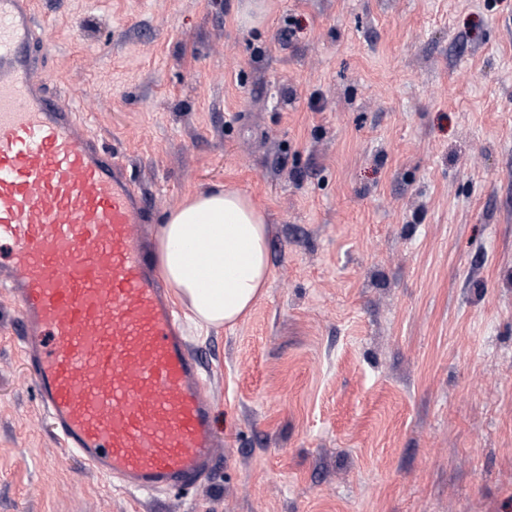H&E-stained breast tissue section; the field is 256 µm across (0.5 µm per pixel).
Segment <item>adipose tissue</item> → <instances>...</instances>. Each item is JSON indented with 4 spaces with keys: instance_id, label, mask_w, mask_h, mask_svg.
Here are the masks:
<instances>
[{
    "instance_id": "adipose-tissue-1",
    "label": "adipose tissue",
    "mask_w": 512,
    "mask_h": 512,
    "mask_svg": "<svg viewBox=\"0 0 512 512\" xmlns=\"http://www.w3.org/2000/svg\"><path fill=\"white\" fill-rule=\"evenodd\" d=\"M193 252L206 259L204 277L189 270ZM156 256L162 278L197 324L234 327L267 293L266 216L250 196L216 186L168 214Z\"/></svg>"
}]
</instances>
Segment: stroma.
<instances>
[{"label": "stroma", "mask_w": 512, "mask_h": 512, "mask_svg": "<svg viewBox=\"0 0 512 512\" xmlns=\"http://www.w3.org/2000/svg\"><path fill=\"white\" fill-rule=\"evenodd\" d=\"M35 2L155 224L237 188L270 279L190 332L215 471L138 502L53 434L0 290V512H512V0Z\"/></svg>", "instance_id": "stroma-1"}]
</instances>
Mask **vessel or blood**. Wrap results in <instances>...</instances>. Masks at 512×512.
<instances>
[{"mask_svg": "<svg viewBox=\"0 0 512 512\" xmlns=\"http://www.w3.org/2000/svg\"><path fill=\"white\" fill-rule=\"evenodd\" d=\"M34 0H0V288L55 434L131 495L219 459L205 367L156 271L147 194L43 74Z\"/></svg>", "mask_w": 512, "mask_h": 512, "instance_id": "b4317fda", "label": "vessel or blood"}]
</instances>
